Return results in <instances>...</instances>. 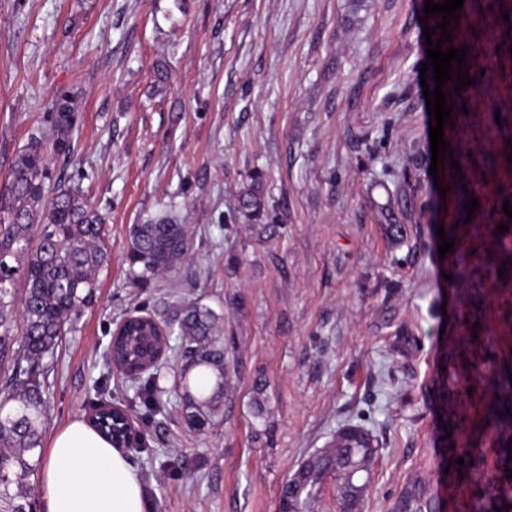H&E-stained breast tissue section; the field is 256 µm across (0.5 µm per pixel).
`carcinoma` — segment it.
I'll use <instances>...</instances> for the list:
<instances>
[{
  "instance_id": "carcinoma-1",
  "label": "carcinoma",
  "mask_w": 512,
  "mask_h": 512,
  "mask_svg": "<svg viewBox=\"0 0 512 512\" xmlns=\"http://www.w3.org/2000/svg\"><path fill=\"white\" fill-rule=\"evenodd\" d=\"M78 97L60 93L48 103L49 133H34L19 150L0 190V512H32L28 479L41 464L46 427L43 381L65 336L92 306L98 273L109 260L104 218L76 187L53 177L50 160L73 154L70 135L81 119ZM233 212L248 221L269 217L260 180L239 193ZM189 249L187 226L168 215L150 217L128 229L127 257L138 267L135 280L147 282L170 271ZM22 333L13 348L12 322L16 281ZM221 315L199 301L176 307L164 321L166 333L141 318L128 320L122 336L111 337V359L131 369L155 363L159 353L173 351L180 360L179 394L185 427L204 432L221 412L226 385ZM489 363L487 383L494 393L482 423L498 441V475L470 512H512V355L483 349ZM214 376L201 388L191 371ZM160 374L139 378L136 395L150 412L160 411ZM93 428L112 446L127 440L120 422L107 420ZM377 448L369 433L347 425L333 446L305 457L280 490L279 512H312L321 484L336 480L342 512H356ZM401 512H440L430 485L417 476L398 505Z\"/></svg>"
}]
</instances>
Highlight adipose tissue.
I'll return each instance as SVG.
<instances>
[{
    "instance_id": "1",
    "label": "adipose tissue",
    "mask_w": 512,
    "mask_h": 512,
    "mask_svg": "<svg viewBox=\"0 0 512 512\" xmlns=\"http://www.w3.org/2000/svg\"><path fill=\"white\" fill-rule=\"evenodd\" d=\"M38 492L46 512H148L141 478L125 455L78 419L55 435Z\"/></svg>"
}]
</instances>
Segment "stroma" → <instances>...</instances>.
<instances>
[{
	"instance_id": "35a3bbf8",
	"label": "stroma",
	"mask_w": 512,
	"mask_h": 512,
	"mask_svg": "<svg viewBox=\"0 0 512 512\" xmlns=\"http://www.w3.org/2000/svg\"><path fill=\"white\" fill-rule=\"evenodd\" d=\"M507 12L512 0H464L452 45L472 84L444 129L459 166L433 176L424 0H0V185L46 128V97L77 95L74 154L55 169L105 217L111 250L45 377L46 438L105 396L142 434L126 457L150 512H278L304 456L356 424L378 447L360 512H394L418 474L444 512H466L477 488L441 443V389L478 419L486 366L456 380L449 343L476 333L512 352V230L495 232L512 202ZM255 176L278 215L270 235L230 217ZM162 210L189 226L188 255L135 285L128 228ZM451 224L443 255L437 228ZM195 299L223 317L227 364L222 412L200 435L170 390L175 357L150 418L106 363L127 314Z\"/></svg>"
}]
</instances>
